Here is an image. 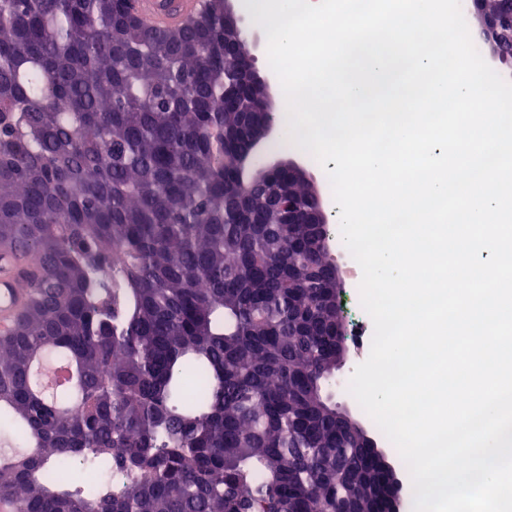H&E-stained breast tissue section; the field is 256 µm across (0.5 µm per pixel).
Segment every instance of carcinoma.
I'll return each instance as SVG.
<instances>
[{
  "label": "carcinoma",
  "instance_id": "obj_1",
  "mask_svg": "<svg viewBox=\"0 0 512 512\" xmlns=\"http://www.w3.org/2000/svg\"><path fill=\"white\" fill-rule=\"evenodd\" d=\"M126 9L0 0V246L41 269L0 335L17 449L0 495L16 512H378V449L330 396L328 225L265 200L288 173L252 170L281 147L259 91L224 99V0L164 28ZM41 357L77 383L36 394Z\"/></svg>",
  "mask_w": 512,
  "mask_h": 512
}]
</instances>
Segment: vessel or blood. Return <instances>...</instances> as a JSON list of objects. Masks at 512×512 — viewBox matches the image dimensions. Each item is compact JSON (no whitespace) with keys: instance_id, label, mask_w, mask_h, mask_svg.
Here are the masks:
<instances>
[{"instance_id":"1","label":"vessel or blood","mask_w":512,"mask_h":512,"mask_svg":"<svg viewBox=\"0 0 512 512\" xmlns=\"http://www.w3.org/2000/svg\"><path fill=\"white\" fill-rule=\"evenodd\" d=\"M135 12L156 27H166L196 14L201 0H133ZM28 253L19 247L0 246V335L12 332L26 301L24 283L35 274Z\"/></svg>"}]
</instances>
